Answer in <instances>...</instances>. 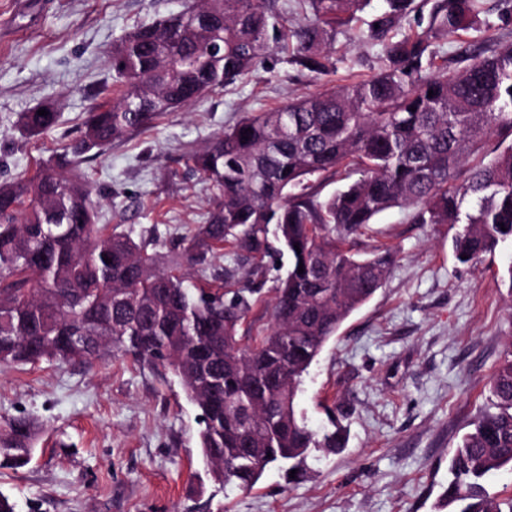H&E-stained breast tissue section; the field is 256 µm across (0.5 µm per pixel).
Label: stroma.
<instances>
[{
  "mask_svg": "<svg viewBox=\"0 0 512 512\" xmlns=\"http://www.w3.org/2000/svg\"><path fill=\"white\" fill-rule=\"evenodd\" d=\"M192 0H0V182L32 176L79 136L86 113L114 90L105 59L136 25ZM480 31L443 43L449 68L466 43L512 37L500 0H481ZM338 35L345 84L372 75L377 48ZM321 81L271 53L234 84L171 112L80 167L102 201L98 221L134 230L167 250L202 223L215 192L188 169L187 152L245 112L276 109ZM58 104L56 126L30 139L19 118ZM446 224H415L406 208L377 216L353 237L395 262L382 288L349 316L313 363L299 396L309 425L326 408L348 416L335 455H311L310 477L288 484L267 468L249 491L215 488L198 445V411L162 366L110 356L93 364L0 366V424L40 425L31 462L0 469V493L16 512H434L456 443L487 403L491 377L512 335V245L463 265Z\"/></svg>",
  "mask_w": 512,
  "mask_h": 512,
  "instance_id": "obj_1",
  "label": "stroma"
}]
</instances>
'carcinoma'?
<instances>
[{
    "mask_svg": "<svg viewBox=\"0 0 512 512\" xmlns=\"http://www.w3.org/2000/svg\"><path fill=\"white\" fill-rule=\"evenodd\" d=\"M477 2L433 0L425 13L416 0H383L359 35L379 47L369 78L247 112L190 153L186 164L216 199L168 254L131 230L96 223L93 186L78 173L83 159L234 83L272 52L300 72L334 74L336 36L370 0H194L133 28L108 54L118 84L112 101L87 113L56 164L0 183V365L91 364L112 353L161 365L199 410L211 483L246 491L285 463L297 470L289 482L304 480L309 454L344 447L347 427L332 416L331 427L312 428L298 406L301 387L393 265L391 252L360 258L347 239L405 206L416 224L456 228L451 245L462 264L512 243V141L456 182L485 139L512 138V42L471 52L458 70L436 64L440 42L479 30ZM411 21L416 29L396 37ZM41 108L48 114L22 116L30 137L58 121L56 103ZM341 172L358 178L321 196L322 182ZM226 244L236 265L221 272L213 260ZM272 255L288 256L271 300L273 326L244 345L254 289L230 292L224 283L244 263L263 275ZM37 438L28 417L1 425L0 469L28 465ZM506 469L512 336L436 509L512 512V495L483 486Z\"/></svg>",
    "mask_w": 512,
    "mask_h": 512,
    "instance_id": "1",
    "label": "carcinoma"
}]
</instances>
